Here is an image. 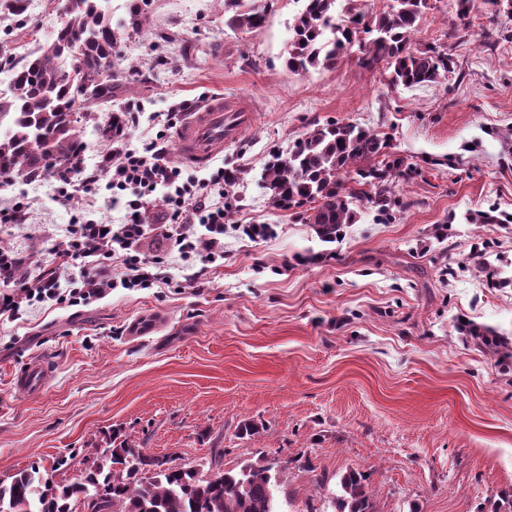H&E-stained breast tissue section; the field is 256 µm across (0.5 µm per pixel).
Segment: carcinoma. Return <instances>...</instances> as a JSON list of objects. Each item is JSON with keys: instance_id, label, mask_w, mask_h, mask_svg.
Here are the masks:
<instances>
[{"instance_id": "1", "label": "carcinoma", "mask_w": 512, "mask_h": 512, "mask_svg": "<svg viewBox=\"0 0 512 512\" xmlns=\"http://www.w3.org/2000/svg\"><path fill=\"white\" fill-rule=\"evenodd\" d=\"M103 0H65L60 25L21 65L10 66L14 93L0 97V171L29 177L54 170L74 174L84 149L88 104L112 97V68L120 31L142 27L146 0H129L128 21L114 28ZM427 0H391L388 9L368 15L358 0H305L291 27L290 72L333 67L358 48L359 64L382 71L393 86L406 89L437 82L452 72L453 59L435 45L418 43V23ZM265 11L249 6L234 16L240 28L255 29ZM389 138L353 122L330 121L305 134L285 157L261 173L275 207L302 210L305 223L323 242H333L358 213L354 199L386 212L394 187L416 168L391 155ZM128 441L112 448V466L92 464L78 478L51 483L32 466L0 478V512H282L278 493L291 459L278 470L258 457L238 469L222 468L224 452L211 462L208 479L193 466L162 469L156 456L137 446L128 460ZM334 512H377L365 477L343 474Z\"/></svg>"}]
</instances>
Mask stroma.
Returning <instances> with one entry per match:
<instances>
[{
  "instance_id": "stroma-1",
  "label": "stroma",
  "mask_w": 512,
  "mask_h": 512,
  "mask_svg": "<svg viewBox=\"0 0 512 512\" xmlns=\"http://www.w3.org/2000/svg\"><path fill=\"white\" fill-rule=\"evenodd\" d=\"M256 29L234 0H150L117 44L111 99L91 104L81 155L134 105L166 112L212 94L239 96L254 124L212 161L241 171L224 262L171 256L168 283L107 292L73 307L0 316V478L30 466L67 483L110 458L121 434L154 455L199 466L297 458L284 512H326L338 476L364 472L378 512H512V19L428 0L417 39L441 46L452 73L393 88L356 56L294 74L285 65L298 0H256ZM61 0L0 14V58L18 63L57 26ZM353 121L388 134L416 169L388 213L360 208L333 243L276 209L259 179L275 154L316 126ZM27 223L0 240L53 265L58 227L83 209L49 182L29 186ZM495 212L496 224L474 223ZM241 224L269 225L253 240ZM52 360L43 389L19 392L26 363ZM258 432L239 438L241 424Z\"/></svg>"
}]
</instances>
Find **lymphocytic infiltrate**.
Returning a JSON list of instances; mask_svg holds the SVG:
<instances>
[{
	"label": "lymphocytic infiltrate",
	"mask_w": 512,
	"mask_h": 512,
	"mask_svg": "<svg viewBox=\"0 0 512 512\" xmlns=\"http://www.w3.org/2000/svg\"><path fill=\"white\" fill-rule=\"evenodd\" d=\"M139 123V113L122 112L118 127L110 131L112 148L107 154L81 165L76 177H56V197L67 200L80 195L88 205L57 239L54 267L19 282L15 272L24 264V256L13 250L0 252V315H18L25 304L76 306L107 289L150 288L166 281V258L148 261L134 249L146 234L144 212L158 202L165 210L162 238L177 249L181 260L199 252L212 262L223 258L227 230V210L219 199L224 191L223 169L201 180L183 177L168 156L165 130L173 126L172 117L161 118V131L135 147L131 140ZM103 190L110 207L123 209L121 223L93 219V206ZM62 268L78 269L79 274L61 283Z\"/></svg>",
	"instance_id": "1"
}]
</instances>
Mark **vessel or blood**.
<instances>
[{
	"label": "vessel or blood",
	"mask_w": 512,
	"mask_h": 512,
	"mask_svg": "<svg viewBox=\"0 0 512 512\" xmlns=\"http://www.w3.org/2000/svg\"><path fill=\"white\" fill-rule=\"evenodd\" d=\"M252 120L253 111L243 99L205 97L175 130L179 159L197 168L207 167L225 142L238 139ZM47 370L45 361L29 363L15 375L16 387L25 393L39 389Z\"/></svg>",
	"instance_id": "vessel-or-blood-1"
}]
</instances>
